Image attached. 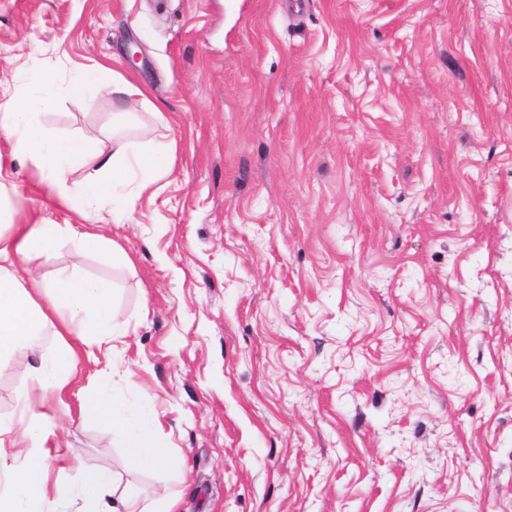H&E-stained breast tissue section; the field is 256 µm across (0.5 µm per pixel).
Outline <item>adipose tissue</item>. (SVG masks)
Wrapping results in <instances>:
<instances>
[{
  "label": "adipose tissue",
  "mask_w": 512,
  "mask_h": 512,
  "mask_svg": "<svg viewBox=\"0 0 512 512\" xmlns=\"http://www.w3.org/2000/svg\"><path fill=\"white\" fill-rule=\"evenodd\" d=\"M35 82L37 91L0 110V133L10 141L14 156L36 164L50 194L63 205L77 199L101 212L115 203L120 189L133 183L138 191H145L170 171L172 146L132 143L118 137L107 144L47 129L40 115L51 102L53 82L43 75ZM107 91L118 106L112 123L123 125L136 92L129 82L116 79L111 89H104L99 67L91 66L66 87L69 99L82 108L94 105ZM77 172L84 173V180L69 187L70 175ZM118 206L120 212L133 211L135 200L126 198ZM64 243L78 257L95 255L116 266L129 262L128 256L103 236L76 224H19L9 235L0 234V369L7 366L13 353L30 352L32 379L42 388L59 393L72 377L77 346L90 351L124 333L114 311L110 282L89 279L74 270L48 281L26 283L8 268L10 262H29ZM50 326L55 327L61 341L47 351L39 339ZM16 404L17 417H0V437L14 436L22 445L12 458L0 455V472L5 475L0 481V512H60L64 499L77 504L79 512H178L177 499H142L135 491L120 489L107 471L85 463L73 466L65 489H51L49 471L55 457L47 443L54 434L55 418L43 412L28 391L18 394ZM82 404L111 418L113 444L132 449L141 469L185 473L184 459L154 440L158 416L150 395H141L131 406L117 392L101 386L84 397Z\"/></svg>",
  "instance_id": "adipose-tissue-1"
}]
</instances>
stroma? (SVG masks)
Returning <instances> with one entry per match:
<instances>
[{
	"instance_id": "35a3bbf8",
	"label": "stroma",
	"mask_w": 512,
	"mask_h": 512,
	"mask_svg": "<svg viewBox=\"0 0 512 512\" xmlns=\"http://www.w3.org/2000/svg\"><path fill=\"white\" fill-rule=\"evenodd\" d=\"M96 64L174 163L103 223L0 137V218L132 261L14 268L111 279L126 334L59 397L15 355L0 415L29 391L49 447L180 512H512V0H0V104L51 75L41 123L111 142V96L63 92ZM106 382L153 397L187 479L81 411Z\"/></svg>"
}]
</instances>
